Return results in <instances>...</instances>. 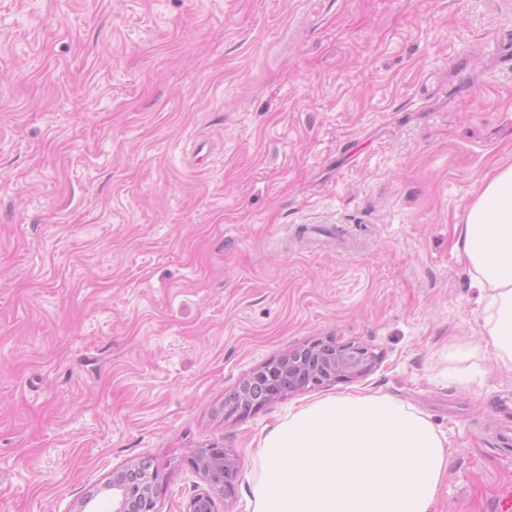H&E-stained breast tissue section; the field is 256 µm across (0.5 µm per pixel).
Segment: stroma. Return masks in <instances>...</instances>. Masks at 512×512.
Wrapping results in <instances>:
<instances>
[{
	"label": "stroma",
	"mask_w": 512,
	"mask_h": 512,
	"mask_svg": "<svg viewBox=\"0 0 512 512\" xmlns=\"http://www.w3.org/2000/svg\"><path fill=\"white\" fill-rule=\"evenodd\" d=\"M508 165L512 0H0V512L144 459L184 512L213 442L248 512L261 433L356 394L447 434L435 512H512V370L452 249ZM328 336L378 365L225 417ZM194 449L189 464L197 473L204 476L210 485L212 471L219 470L224 478V500L232 498L235 493L236 467L235 461L223 446L216 443L205 448Z\"/></svg>",
	"instance_id": "1"
}]
</instances>
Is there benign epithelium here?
Wrapping results in <instances>:
<instances>
[{"mask_svg":"<svg viewBox=\"0 0 512 512\" xmlns=\"http://www.w3.org/2000/svg\"><path fill=\"white\" fill-rule=\"evenodd\" d=\"M378 362V354L367 347L317 339L265 362L245 376L226 400V416L247 412L253 392H266L265 403L285 398L301 389L323 386L337 380L364 377ZM189 464L205 479L218 470L224 478V498L235 493V461L225 448L212 443L192 451ZM160 474L145 462L130 464L112 474V512H155L160 492Z\"/></svg>","mask_w":512,"mask_h":512,"instance_id":"benign-epithelium-1","label":"benign epithelium"}]
</instances>
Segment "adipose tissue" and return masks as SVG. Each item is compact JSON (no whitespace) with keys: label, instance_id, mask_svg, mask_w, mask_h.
<instances>
[{"label":"adipose tissue","instance_id":"obj_1","mask_svg":"<svg viewBox=\"0 0 512 512\" xmlns=\"http://www.w3.org/2000/svg\"><path fill=\"white\" fill-rule=\"evenodd\" d=\"M460 242L486 299L484 347L512 364V166L470 207ZM448 440L385 396H328L263 433L250 512H433Z\"/></svg>","mask_w":512,"mask_h":512}]
</instances>
